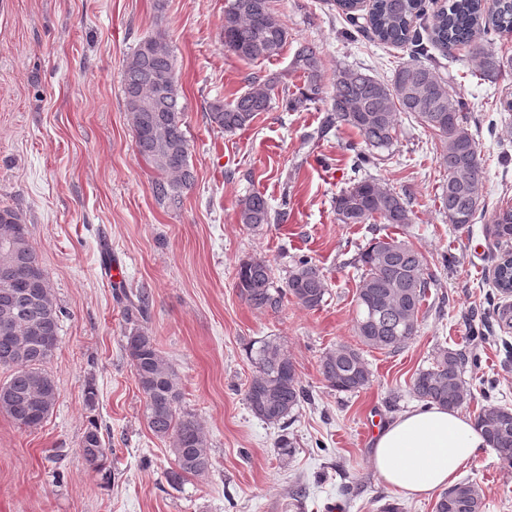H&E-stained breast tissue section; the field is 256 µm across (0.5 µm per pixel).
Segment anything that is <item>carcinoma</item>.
<instances>
[{
  "mask_svg": "<svg viewBox=\"0 0 512 512\" xmlns=\"http://www.w3.org/2000/svg\"><path fill=\"white\" fill-rule=\"evenodd\" d=\"M339 6L353 26L369 31L380 42L411 47L390 80L380 81L358 69L336 71L334 92L327 108L326 128L348 126L357 130L368 152L358 160L368 164L375 151L394 141L398 115L410 114L439 140V162L447 172L441 204L448 223L463 230L484 208L479 194L482 180L479 142L468 127L469 104L454 94L450 81L424 63L429 47L468 46L478 58L479 78L496 81L512 67V58L499 54L485 36L493 31L512 38V0H448L425 19L424 0H371L366 16L357 14L349 0ZM364 22H359V19ZM224 48L245 62L270 60L288 44V29L274 12L271 0H228L222 30ZM302 73L303 85L282 88L281 105L297 111L324 100L323 64L317 48L298 47L291 63ZM171 76L164 88L160 79ZM278 78L252 82L250 89L230 102L216 98L206 108V119L226 132L242 130L271 108ZM124 104L131 114L136 153L153 169L152 193L156 202L178 210L192 189L195 175L189 163L185 105L168 36L157 31L141 40L123 74ZM336 220L341 224H410L412 211L405 200L383 189L376 179L364 177L335 197ZM240 223L258 228L288 220V209L273 215L266 198L252 193L238 204ZM486 231L501 243L512 242V205L500 207ZM10 250L11 268L29 272L31 282L19 286L0 273V368L11 371L0 383V413L20 428H36L53 411L58 398L54 379L46 370L59 345L62 309L54 302L48 277L31 244L21 214L0 208V249ZM362 274L356 288L355 334L368 348L395 351L418 329L419 315L430 281L420 252L409 242L386 236L373 240L358 256ZM495 285L512 292V266L499 264ZM240 297L253 309L278 312L284 300L315 309L327 293L324 274L308 258L300 257L283 285L275 284L270 263L263 258L241 261L236 272ZM145 295L127 300L123 315L132 325L125 335V350L144 398L143 416L154 436L172 444L175 468L169 483L177 487L189 476L207 473L212 460L204 430L192 412L182 409L178 377L155 340L142 328L148 319ZM257 375L250 381L246 401L250 411L270 424H283L307 391L300 385L293 360L281 340L267 336L247 347ZM462 354L440 349L433 365L419 371L413 390L419 400L458 409L465 402ZM320 371L328 386L355 393L370 383L371 371L358 348L340 346L320 357ZM488 443L512 466V409L485 410L475 416ZM79 449L84 461L101 467L112 449L106 447L97 426L83 433ZM483 499L471 483H459L442 493L434 512H482Z\"/></svg>",
  "mask_w": 512,
  "mask_h": 512,
  "instance_id": "1",
  "label": "carcinoma"
}]
</instances>
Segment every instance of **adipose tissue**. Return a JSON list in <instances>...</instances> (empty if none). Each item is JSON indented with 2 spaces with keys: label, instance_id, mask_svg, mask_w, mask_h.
Wrapping results in <instances>:
<instances>
[{
  "label": "adipose tissue",
  "instance_id": "1",
  "mask_svg": "<svg viewBox=\"0 0 512 512\" xmlns=\"http://www.w3.org/2000/svg\"><path fill=\"white\" fill-rule=\"evenodd\" d=\"M486 445L468 416L434 405L390 419L375 435L370 460L395 494L421 498L454 485L461 467Z\"/></svg>",
  "mask_w": 512,
  "mask_h": 512
}]
</instances>
